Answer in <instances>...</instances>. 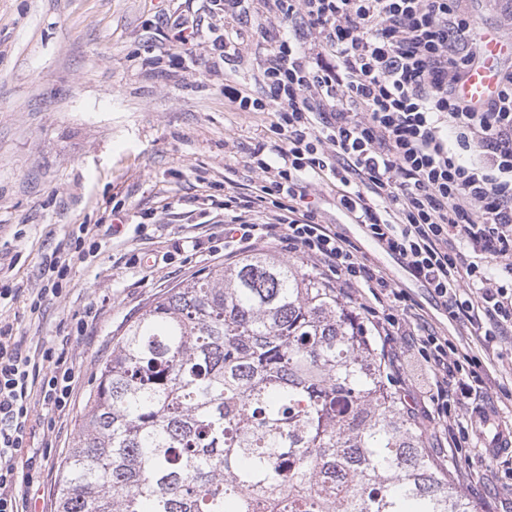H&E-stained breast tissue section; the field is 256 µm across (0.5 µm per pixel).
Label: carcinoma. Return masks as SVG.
<instances>
[{
	"instance_id": "1",
	"label": "carcinoma",
	"mask_w": 512,
	"mask_h": 512,
	"mask_svg": "<svg viewBox=\"0 0 512 512\" xmlns=\"http://www.w3.org/2000/svg\"><path fill=\"white\" fill-rule=\"evenodd\" d=\"M56 512H472L362 315L257 251L153 300L98 370Z\"/></svg>"
}]
</instances>
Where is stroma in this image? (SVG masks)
Instances as JSON below:
<instances>
[{
    "label": "stroma",
    "instance_id": "1",
    "mask_svg": "<svg viewBox=\"0 0 512 512\" xmlns=\"http://www.w3.org/2000/svg\"><path fill=\"white\" fill-rule=\"evenodd\" d=\"M184 8L183 0H0V288L19 291L0 303V321L23 346L57 344L86 307L99 309L68 345L73 402L56 418L55 447L34 483L38 512H56L78 416L120 329L172 286L241 255L196 251L187 239L199 225H222L225 194L256 181L248 156L266 142L272 116L225 101L226 66L211 56L207 37L194 47L196 62L152 63L150 50L175 40L173 29L157 28L159 16ZM470 10L482 31L512 39V0H472ZM309 198L320 220L360 243L369 264L408 292L439 332L480 352L482 336L449 322L427 288L337 208L333 181ZM116 223L119 233L95 256L78 258L79 225ZM55 252L72 258L63 292L31 313L29 298ZM406 374L405 402L437 469L478 512H512L504 489L511 478L467 476L466 457L487 452L479 433L470 434L469 455L445 447L421 407L416 381L427 371L412 361Z\"/></svg>",
    "mask_w": 512,
    "mask_h": 512
}]
</instances>
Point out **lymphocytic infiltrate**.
Returning a JSON list of instances; mask_svg holds the SVG:
<instances>
[{"mask_svg":"<svg viewBox=\"0 0 512 512\" xmlns=\"http://www.w3.org/2000/svg\"><path fill=\"white\" fill-rule=\"evenodd\" d=\"M467 0H206L224 17L211 49L240 58L237 21L256 20L265 50L252 81L225 85L239 112H269L268 143L253 149L260 179L224 226L238 248L276 241L309 257L349 302L368 289L367 323L383 345L402 335L431 374L429 419L449 447L472 426L470 400L512 335V72L472 104L458 87L476 61ZM336 182V204L396 257L448 315L483 331L481 354L459 348L415 300L371 267L360 246L324 224L307 196ZM276 223L261 222L268 208ZM65 349L22 347L0 325V512H28L41 467L30 451L34 403L71 404Z\"/></svg>","mask_w":512,"mask_h":512,"instance_id":"obj_1","label":"lymphocytic infiltrate"}]
</instances>
